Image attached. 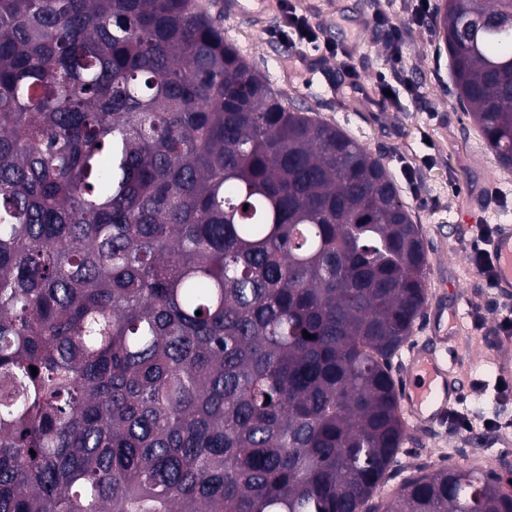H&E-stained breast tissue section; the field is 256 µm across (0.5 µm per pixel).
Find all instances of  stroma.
<instances>
[{
    "instance_id": "35a3bbf8",
    "label": "stroma",
    "mask_w": 512,
    "mask_h": 512,
    "mask_svg": "<svg viewBox=\"0 0 512 512\" xmlns=\"http://www.w3.org/2000/svg\"><path fill=\"white\" fill-rule=\"evenodd\" d=\"M219 21L224 39L285 99L305 103L311 114L338 126L378 157L399 197L422 228L432 305L412 335L430 336L434 308L453 318L459 371L466 381L457 412L473 427L454 420L424 432L408 426L395 466L373 496L380 504L419 473L422 466L466 464L502 481H512V395L497 387L512 384V360L500 347L502 311L470 261L479 224L512 222V170L501 168L455 94L448 53L432 21L409 26L401 64L391 62L385 33L373 21L384 10L407 23L409 0H290L297 14L317 27L320 44L285 55L273 37L281 20L279 0H254L250 16L226 11L225 0H198ZM502 197L483 196L485 186ZM481 314V328L472 325ZM497 426H488V419Z\"/></svg>"
}]
</instances>
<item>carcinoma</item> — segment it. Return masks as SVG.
I'll return each mask as SVG.
<instances>
[{"label":"carcinoma","instance_id":"cac0c4a2","mask_svg":"<svg viewBox=\"0 0 512 512\" xmlns=\"http://www.w3.org/2000/svg\"><path fill=\"white\" fill-rule=\"evenodd\" d=\"M509 11L434 17L506 169ZM427 266L380 160L196 0H0V512H512L465 466L369 504Z\"/></svg>","mask_w":512,"mask_h":512}]
</instances>
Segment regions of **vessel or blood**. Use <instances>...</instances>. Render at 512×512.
I'll return each instance as SVG.
<instances>
[{
    "label": "vessel or blood",
    "mask_w": 512,
    "mask_h": 512,
    "mask_svg": "<svg viewBox=\"0 0 512 512\" xmlns=\"http://www.w3.org/2000/svg\"><path fill=\"white\" fill-rule=\"evenodd\" d=\"M499 257L495 292L512 295V224H500L492 241ZM452 337L436 336L433 341L412 346L402 364L405 385L402 405L416 425L433 428L446 422L460 398L458 358Z\"/></svg>",
    "instance_id": "obj_1"
}]
</instances>
